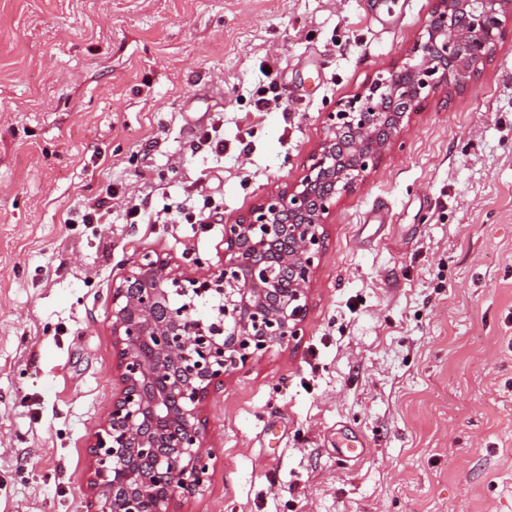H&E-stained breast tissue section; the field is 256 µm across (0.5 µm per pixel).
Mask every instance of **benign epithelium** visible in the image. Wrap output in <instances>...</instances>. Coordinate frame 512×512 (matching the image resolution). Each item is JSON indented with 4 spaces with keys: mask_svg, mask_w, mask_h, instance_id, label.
Returning a JSON list of instances; mask_svg holds the SVG:
<instances>
[{
    "mask_svg": "<svg viewBox=\"0 0 512 512\" xmlns=\"http://www.w3.org/2000/svg\"><path fill=\"white\" fill-rule=\"evenodd\" d=\"M400 70L380 72L326 117L303 176L248 214L224 221V257L187 270L163 255L137 259L112 286L108 318L119 388L89 445L93 512H170L174 492L207 480L213 451L201 410L224 378L258 353L301 335L337 197L374 168L403 132L412 96L467 86L512 16V0H435ZM331 184L323 194L312 188ZM272 245L286 280L253 250ZM219 298L193 317L195 299Z\"/></svg>",
    "mask_w": 512,
    "mask_h": 512,
    "instance_id": "1",
    "label": "benign epithelium"
}]
</instances>
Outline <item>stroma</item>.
<instances>
[{"mask_svg":"<svg viewBox=\"0 0 512 512\" xmlns=\"http://www.w3.org/2000/svg\"><path fill=\"white\" fill-rule=\"evenodd\" d=\"M433 6L0 0V512H90L113 283L141 253L223 256L221 225L130 224L128 202L197 190L230 220L284 190ZM269 67L287 111L256 109ZM219 121L220 157L197 142ZM107 189L111 223H69ZM324 234L303 335L204 405L210 477L174 512H512V18Z\"/></svg>","mask_w":512,"mask_h":512,"instance_id":"1","label":"stroma"}]
</instances>
